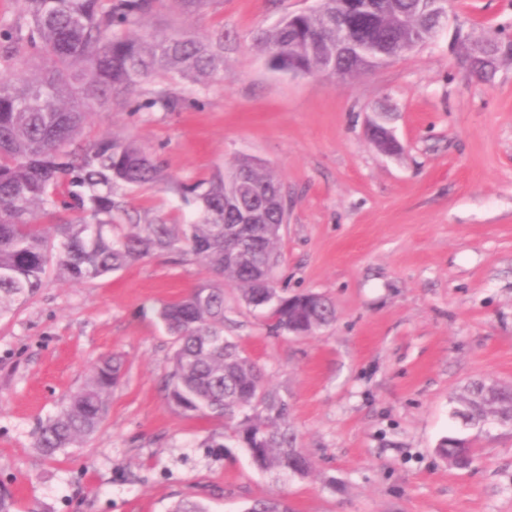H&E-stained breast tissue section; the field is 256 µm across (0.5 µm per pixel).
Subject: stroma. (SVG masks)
Instances as JSON below:
<instances>
[{"mask_svg": "<svg viewBox=\"0 0 512 512\" xmlns=\"http://www.w3.org/2000/svg\"><path fill=\"white\" fill-rule=\"evenodd\" d=\"M312 4L162 9L160 28L223 29V71L204 87L177 83L179 111L135 98L85 130L135 139L158 158L165 182L130 200L174 223L195 212L176 184L237 156L281 181L277 286L326 295L336 316L313 335L277 336L228 283L224 334L287 398L312 474L259 471L223 423L169 405L173 347L154 311L209 273L164 253L89 281L50 276L0 318V492L15 512H171L182 500L244 512L276 496L293 512H512V426L453 415L469 382L512 385V61L484 76L461 61L465 40L512 33V0H448L434 39L347 80L280 72L253 44L258 29ZM380 113L397 154L369 139ZM110 354L125 372L104 420L80 446L44 456L40 423ZM448 435L472 440L471 468L437 454Z\"/></svg>", "mask_w": 512, "mask_h": 512, "instance_id": "1", "label": "stroma"}]
</instances>
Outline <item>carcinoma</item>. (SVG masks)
I'll list each match as a JSON object with an SVG mask.
<instances>
[{
  "mask_svg": "<svg viewBox=\"0 0 512 512\" xmlns=\"http://www.w3.org/2000/svg\"><path fill=\"white\" fill-rule=\"evenodd\" d=\"M25 24L0 30V316L46 287L49 274L83 282L125 269L159 253L191 255L214 278L157 317L174 346L164 380L168 403L188 417L224 422V436L247 450L260 471L306 478L310 459L294 447L288 400L268 388L262 367L224 336V281L247 306L267 312L276 334L304 337L335 314L322 294L285 296L273 276L280 257L287 206L282 183L254 159L240 156L229 171L177 189L195 195L197 211L185 224L140 209L130 193L163 180L158 163L134 139L108 136L92 144L83 133L92 112L126 107L149 82L205 84L224 70V30L200 37L166 33L150 25L162 0H20ZM352 14L349 0H321L307 13L289 15L255 37L257 49L281 71L309 74L334 65L339 72L369 70L352 54L344 35L326 28L340 20L347 35L376 43L378 58L416 33L426 38L433 16L424 0H371ZM488 33L478 42L504 58ZM148 105L169 112L183 97L167 86L150 92ZM251 192L240 195L239 178ZM255 209L269 232L249 244L252 263L224 257V225ZM116 356L103 357L66 405L41 425L35 445L53 456L89 438L102 422L122 376ZM454 412L467 422L512 424V387L475 383L457 397ZM437 453L455 469L476 456L469 439H441ZM246 512H289L281 498L254 502Z\"/></svg>",
  "mask_w": 512,
  "mask_h": 512,
  "instance_id": "cac0c4a2",
  "label": "carcinoma"
}]
</instances>
